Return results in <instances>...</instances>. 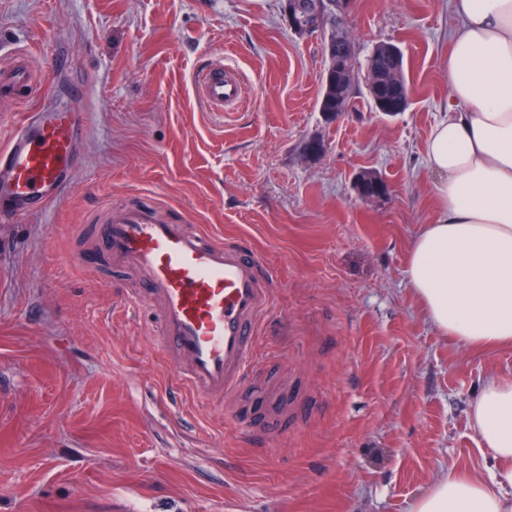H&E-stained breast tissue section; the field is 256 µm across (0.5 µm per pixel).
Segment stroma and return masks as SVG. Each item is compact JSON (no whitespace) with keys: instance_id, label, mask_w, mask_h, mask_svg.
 Returning a JSON list of instances; mask_svg holds the SVG:
<instances>
[{"instance_id":"1","label":"stroma","mask_w":512,"mask_h":512,"mask_svg":"<svg viewBox=\"0 0 512 512\" xmlns=\"http://www.w3.org/2000/svg\"><path fill=\"white\" fill-rule=\"evenodd\" d=\"M281 5L0 0V54L25 51L39 88L0 95V145L59 72L90 114L74 184L0 223V512H409L448 470L488 477L470 408L512 374V347L460 348L406 277L438 211L424 149L448 109L450 0H352L353 93L333 120L324 35L296 36ZM383 42L404 57L401 112L367 91ZM219 63L244 96L214 112L194 78ZM364 171L383 197L358 194ZM145 198L248 241L275 273L258 391L290 410L261 444L237 432L250 395L172 391L157 316L129 299L139 273L80 235L106 203Z\"/></svg>"}]
</instances>
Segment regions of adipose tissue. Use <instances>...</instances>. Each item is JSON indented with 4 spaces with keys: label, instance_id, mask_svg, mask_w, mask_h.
Segmentation results:
<instances>
[{
    "label": "adipose tissue",
    "instance_id": "1",
    "mask_svg": "<svg viewBox=\"0 0 512 512\" xmlns=\"http://www.w3.org/2000/svg\"><path fill=\"white\" fill-rule=\"evenodd\" d=\"M452 104L425 158L439 216L407 255L430 323L467 350L512 345V0H452ZM472 427L496 466L488 479L448 471L410 512H512V375L488 377Z\"/></svg>",
    "mask_w": 512,
    "mask_h": 512
}]
</instances>
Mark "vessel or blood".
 I'll return each instance as SVG.
<instances>
[{"label":"vessel or blood","instance_id":"1","mask_svg":"<svg viewBox=\"0 0 512 512\" xmlns=\"http://www.w3.org/2000/svg\"><path fill=\"white\" fill-rule=\"evenodd\" d=\"M29 60L16 53L0 69V91L29 93ZM195 92L216 112L242 94L239 79L223 67L199 72ZM87 113L70 101L67 83L54 100L24 113L0 147V218L14 220L46 205L72 179ZM100 225L112 265L140 271L144 289L134 300L154 308L157 347L177 369L176 384L206 400L240 394L254 384L256 335L272 306V270L256 252L220 242L161 206H105L88 216Z\"/></svg>","mask_w":512,"mask_h":512}]
</instances>
